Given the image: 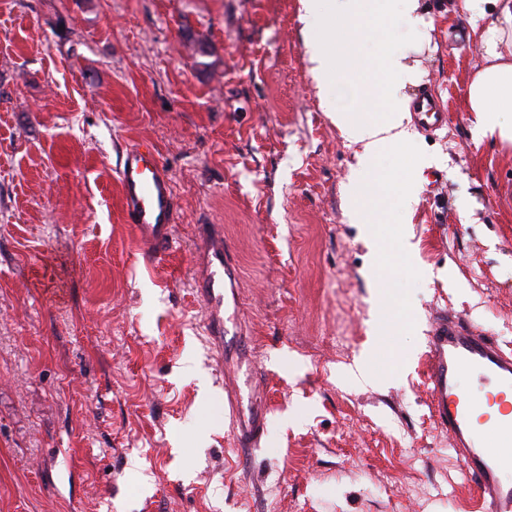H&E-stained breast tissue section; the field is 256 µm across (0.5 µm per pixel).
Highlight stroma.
Returning a JSON list of instances; mask_svg holds the SVG:
<instances>
[{
    "instance_id": "35a3bbf8",
    "label": "stroma",
    "mask_w": 512,
    "mask_h": 512,
    "mask_svg": "<svg viewBox=\"0 0 512 512\" xmlns=\"http://www.w3.org/2000/svg\"><path fill=\"white\" fill-rule=\"evenodd\" d=\"M417 84L448 112L372 253L347 216L360 145L309 72L300 0H0V512H477L426 392L451 313L512 351V147L475 129L471 0H424ZM178 203L145 263L123 148ZM220 224L224 334L196 293ZM369 379L354 376L359 360ZM240 389L228 399L223 387ZM267 409L257 448L238 439Z\"/></svg>"
}]
</instances>
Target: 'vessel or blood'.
<instances>
[{
  "instance_id": "b4317fda",
  "label": "vessel or blood",
  "mask_w": 512,
  "mask_h": 512,
  "mask_svg": "<svg viewBox=\"0 0 512 512\" xmlns=\"http://www.w3.org/2000/svg\"><path fill=\"white\" fill-rule=\"evenodd\" d=\"M415 111L421 126L448 122L446 111L420 93ZM125 221L141 253L164 258L173 248L178 218L171 177L151 142H136L118 168ZM223 237L207 242L201 295L211 308L224 303ZM427 388L439 430L463 472L477 487L481 512H512V353L477 326L457 317H436L427 336Z\"/></svg>"
}]
</instances>
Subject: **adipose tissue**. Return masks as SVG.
Returning <instances> with one entry per match:
<instances>
[{
  "label": "adipose tissue",
  "instance_id": "ef3b65f1",
  "mask_svg": "<svg viewBox=\"0 0 512 512\" xmlns=\"http://www.w3.org/2000/svg\"><path fill=\"white\" fill-rule=\"evenodd\" d=\"M305 23L304 47L317 86L332 83L336 93L322 102L332 121L349 141L362 147L359 164L374 167L389 150L414 144L406 85L416 84L419 71L406 50L393 47V26L408 29L423 24L421 0H300ZM484 21L485 65L468 86V108L480 134L495 135L512 145V0H477ZM372 39L375 61L361 53ZM357 93L361 106L344 104ZM396 194L403 211L415 200L414 185L382 180L378 191L356 184L349 209L355 224L380 221L389 194Z\"/></svg>",
  "mask_w": 512,
  "mask_h": 512
}]
</instances>
